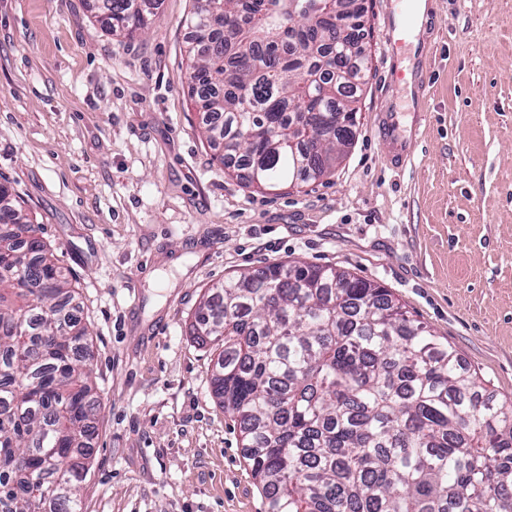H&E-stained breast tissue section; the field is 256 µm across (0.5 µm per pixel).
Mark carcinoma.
<instances>
[{
  "instance_id": "cac0c4a2",
  "label": "carcinoma",
  "mask_w": 512,
  "mask_h": 512,
  "mask_svg": "<svg viewBox=\"0 0 512 512\" xmlns=\"http://www.w3.org/2000/svg\"><path fill=\"white\" fill-rule=\"evenodd\" d=\"M134 36L153 0H111ZM354 0H196L186 42L206 129L259 190L326 176L353 138L344 73L369 71ZM64 270L0 184V512H81L98 411L87 328ZM220 348L266 512H512V402L346 270L272 263L224 278L194 315Z\"/></svg>"
}]
</instances>
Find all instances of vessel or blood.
<instances>
[{"label": "vessel or blood", "instance_id": "b4317fda", "mask_svg": "<svg viewBox=\"0 0 512 512\" xmlns=\"http://www.w3.org/2000/svg\"><path fill=\"white\" fill-rule=\"evenodd\" d=\"M420 0H391L387 21V42L397 57L414 55L416 68L412 73L394 70L392 79L396 82L412 80L417 96L411 99L415 113L410 125H401L399 115L390 110H383L376 115V127L381 140L387 146V158L392 166L404 167L421 135L422 115L418 113V98L426 90L425 77L430 55V46L422 40L420 29Z\"/></svg>", "mask_w": 512, "mask_h": 512}]
</instances>
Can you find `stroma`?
<instances>
[{"label":"stroma","mask_w":512,"mask_h":512,"mask_svg":"<svg viewBox=\"0 0 512 512\" xmlns=\"http://www.w3.org/2000/svg\"><path fill=\"white\" fill-rule=\"evenodd\" d=\"M195 0H157L111 30L93 0H0V183L68 272L100 403L82 512H265L218 352L193 333L203 295L273 262L387 288L500 400H512V0H428L434 77L405 169L374 118L391 85L390 0H363L371 69L335 170L275 191L226 168L189 94Z\"/></svg>","instance_id":"obj_1"}]
</instances>
